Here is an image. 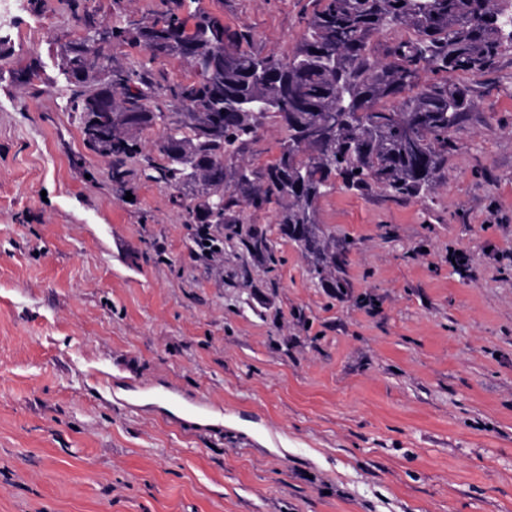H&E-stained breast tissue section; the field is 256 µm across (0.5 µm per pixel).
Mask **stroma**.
<instances>
[{"instance_id":"35a3bbf8","label":"stroma","mask_w":512,"mask_h":512,"mask_svg":"<svg viewBox=\"0 0 512 512\" xmlns=\"http://www.w3.org/2000/svg\"><path fill=\"white\" fill-rule=\"evenodd\" d=\"M199 5L281 57L314 8ZM79 36L65 0L0 24V512H512V48L456 75L475 108L429 199H319L337 299L281 238L277 287L232 285L245 254L195 261L167 188L117 190L69 108Z\"/></svg>"}]
</instances>
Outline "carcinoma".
Masks as SVG:
<instances>
[{
	"label": "carcinoma",
	"instance_id": "1",
	"mask_svg": "<svg viewBox=\"0 0 512 512\" xmlns=\"http://www.w3.org/2000/svg\"><path fill=\"white\" fill-rule=\"evenodd\" d=\"M184 0L152 22L124 19L112 39L144 47L149 61L181 57L193 77L170 83L161 70L124 68L107 55L103 69L84 67L95 49L96 15L75 11L83 36L62 51L71 111L79 116L85 147L108 158L112 183L124 189L127 162L140 158V176L173 190L190 230L196 260L224 269L231 242L273 273L282 263L272 234L292 242L308 273L330 295L347 294L349 249L318 222L316 203L341 181L396 198L426 199L448 162V134L473 108L466 86L446 77L421 83V73L482 74L512 48V0H315L302 17L303 34L291 54L260 55L240 48L244 35L204 9L185 32ZM390 27L409 37L385 57L373 37ZM164 95L174 112L156 103ZM286 132L274 163L244 161L266 121ZM160 125L159 158L142 153L136 133ZM201 190L186 205L182 189ZM274 206L276 227L245 224L242 206Z\"/></svg>",
	"mask_w": 512,
	"mask_h": 512
}]
</instances>
